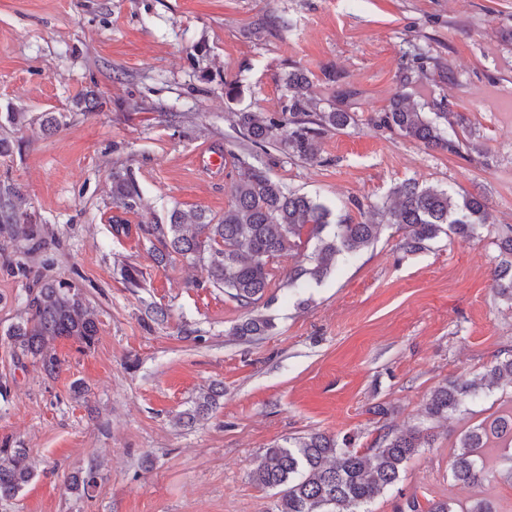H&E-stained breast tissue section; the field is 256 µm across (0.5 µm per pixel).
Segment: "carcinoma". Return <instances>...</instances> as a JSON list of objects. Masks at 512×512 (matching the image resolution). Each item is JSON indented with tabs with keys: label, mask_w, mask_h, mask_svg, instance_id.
Returning <instances> with one entry per match:
<instances>
[{
	"label": "carcinoma",
	"mask_w": 512,
	"mask_h": 512,
	"mask_svg": "<svg viewBox=\"0 0 512 512\" xmlns=\"http://www.w3.org/2000/svg\"><path fill=\"white\" fill-rule=\"evenodd\" d=\"M409 66L399 76V88L383 112L371 119L377 127L450 154L461 152L463 140L448 138L439 120L448 118L445 99H432L436 109L428 118L406 92L413 74L424 71L429 60L419 46L408 52ZM287 104L278 114L237 112L235 123L248 148L264 150L278 146L288 155L306 162L317 161L316 139L330 130L356 123L346 102L356 95L339 89L328 109H319L309 97V79L290 72L284 79ZM231 204L215 219L204 211L187 214L175 208L166 223L140 224L137 234L158 242L160 263L176 254L199 263L207 282L224 289L240 305L258 301L269 285L270 259L288 251L296 261L288 269V285L303 287L320 281L339 261L355 256L377 237L381 224L361 221H329L330 210L310 197L292 191L260 167H251L244 178L230 187ZM395 202L381 213L382 220L402 232L401 249L418 253L427 243L444 234L463 240L480 236L487 223V198L477 193L457 194L407 179L393 189ZM112 201L127 211L142 205L134 177L112 173ZM30 242V250L41 246L33 224L21 222L14 213H0V231ZM501 260L493 271L496 296L512 305V225L495 228ZM274 329L271 319L257 315L233 328L240 337L263 336ZM98 322L75 286L63 281H39L25 317L7 332L11 344L53 374L61 360L50 350L58 338H72L83 347L95 344ZM512 384V356L498 359L479 378L447 380L434 388L426 403V417L446 420L462 413L466 398L500 384ZM224 390L208 389L193 409L183 413L192 423L207 414ZM496 442L504 448V461L512 473V411L467 428L460 434L451 462L453 479L463 485H478L486 475L484 449ZM429 445L425 429L383 432L369 452L353 448L352 438L337 439L314 432L286 446L266 449L252 479L265 488L280 489L275 512H365L382 490L394 486L407 462ZM34 475L26 449L0 447V499L15 497ZM97 485L96 468L72 477L69 489L84 495Z\"/></svg>",
	"instance_id": "1"
}]
</instances>
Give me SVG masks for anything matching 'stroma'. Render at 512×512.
<instances>
[{
    "instance_id": "35a3bbf8",
    "label": "stroma",
    "mask_w": 512,
    "mask_h": 512,
    "mask_svg": "<svg viewBox=\"0 0 512 512\" xmlns=\"http://www.w3.org/2000/svg\"><path fill=\"white\" fill-rule=\"evenodd\" d=\"M430 61L412 92L445 99L469 142L451 155L374 127L406 65L409 43ZM298 70L315 99L325 78L356 91L359 122L328 131L315 164L277 147L251 154L233 124L239 111H281L283 78ZM236 79L242 94L224 95ZM96 111H84L86 94ZM25 112L11 125V110ZM60 126L44 131V113ZM0 204L43 230L44 245L0 233V445L27 449L34 479L0 512H274L275 490L252 473L267 448L321 432L369 447L379 430L430 427L433 441L400 481L368 506L422 512L446 500L488 501L512 512L501 451H486L481 484L450 470L461 431L512 408V387L466 400L462 415L432 422L431 391L482 375L512 354V308L491 277V236L440 237L405 253L383 226L377 241L320 282L289 286V254L241 307L180 256L157 264L150 243L116 233L166 219L175 208L222 216L230 183L266 168L287 188L326 205L331 222L371 219L405 179L480 192L488 221L512 224V0H0ZM213 154L221 168H204ZM129 172L143 198L112 202V174ZM23 262L26 273L15 264ZM142 273L129 287L126 269ZM41 280L79 287L98 314L91 348L59 339L47 375L7 337ZM166 311L154 319L149 306ZM274 329L245 340L249 315ZM223 386L207 415L185 425L202 391ZM387 416L370 414L376 404ZM97 468L84 496L67 476Z\"/></svg>"
}]
</instances>
